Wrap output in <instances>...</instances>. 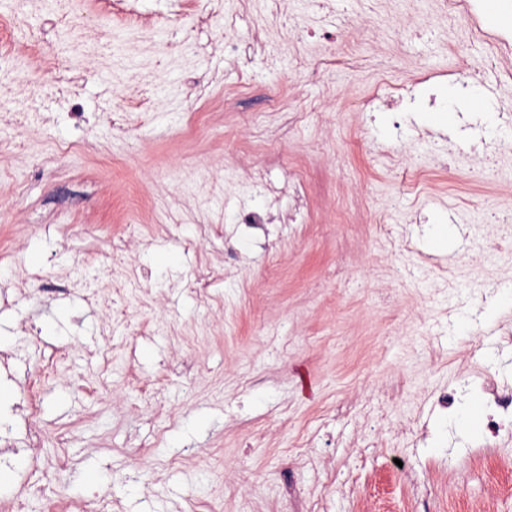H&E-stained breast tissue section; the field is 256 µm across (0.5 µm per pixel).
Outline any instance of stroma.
<instances>
[{
	"mask_svg": "<svg viewBox=\"0 0 512 512\" xmlns=\"http://www.w3.org/2000/svg\"><path fill=\"white\" fill-rule=\"evenodd\" d=\"M0 0V282L52 274L61 293L15 294L0 310V352L15 380L0 400L35 409L68 447L17 441L8 493L47 494L29 512H296L298 492L325 485V512H512V436L481 447L468 433L482 412L466 399L449 416L431 409L463 368L491 361L512 387V320L502 294L487 300L481 335L468 295L493 261L497 228L484 210L511 206L472 183L469 148L449 169L432 160L431 137L450 134L448 111H357L380 64L392 82L415 67L453 70L486 48L468 21L439 19L407 31L401 0ZM247 12L265 51L241 42L224 52V15ZM309 38L289 43L288 20ZM180 28L197 52L167 40ZM337 50L359 68L307 67ZM307 115L261 131L240 123L269 98ZM428 162L426 189L409 191L391 150ZM306 170L314 199L305 224H277L270 239L236 236V215L255 196L250 169L270 155ZM389 215L417 245L407 252L368 226L347 262L342 205ZM236 237L239 263L202 296L187 289ZM130 242L113 272L101 254ZM415 265L397 282L391 261ZM134 268L136 290L112 279ZM403 385L386 421L375 398ZM169 421L148 462L138 444ZM302 434L319 469L277 454ZM430 482L422 508L414 482Z\"/></svg>",
	"mask_w": 512,
	"mask_h": 512,
	"instance_id": "obj_1",
	"label": "stroma"
}]
</instances>
